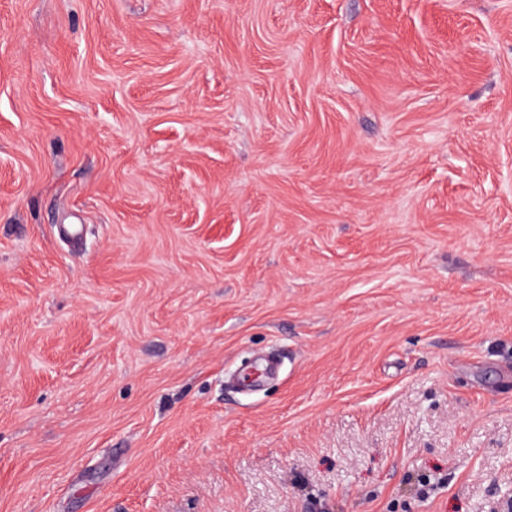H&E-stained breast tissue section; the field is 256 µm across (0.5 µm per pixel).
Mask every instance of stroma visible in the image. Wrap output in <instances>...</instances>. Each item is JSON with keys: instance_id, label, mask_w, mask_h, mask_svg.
<instances>
[{"instance_id": "35a3bbf8", "label": "stroma", "mask_w": 512, "mask_h": 512, "mask_svg": "<svg viewBox=\"0 0 512 512\" xmlns=\"http://www.w3.org/2000/svg\"><path fill=\"white\" fill-rule=\"evenodd\" d=\"M510 488L512 0H0V512Z\"/></svg>"}]
</instances>
